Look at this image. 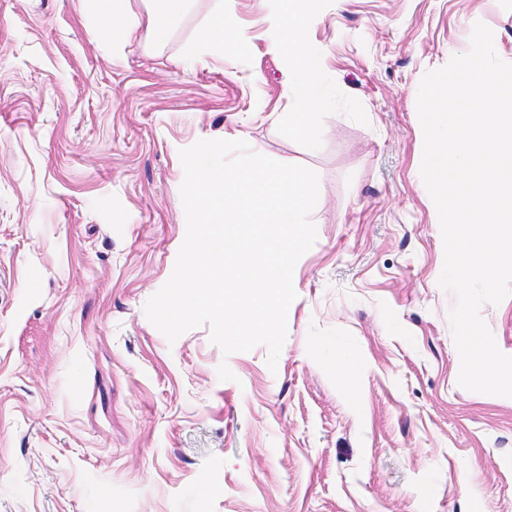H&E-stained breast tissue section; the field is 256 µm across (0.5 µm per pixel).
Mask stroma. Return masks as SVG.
<instances>
[{"label":"stroma","mask_w":512,"mask_h":512,"mask_svg":"<svg viewBox=\"0 0 512 512\" xmlns=\"http://www.w3.org/2000/svg\"><path fill=\"white\" fill-rule=\"evenodd\" d=\"M219 5L248 52L201 43ZM277 10L191 0L116 61L80 0H0V512H512V398L458 384L411 94L478 22L512 63V0H323L331 103L299 137ZM239 130L319 177L273 370L144 313L180 151Z\"/></svg>","instance_id":"obj_1"}]
</instances>
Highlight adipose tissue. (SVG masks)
<instances>
[{"label": "adipose tissue", "mask_w": 512, "mask_h": 512, "mask_svg": "<svg viewBox=\"0 0 512 512\" xmlns=\"http://www.w3.org/2000/svg\"><path fill=\"white\" fill-rule=\"evenodd\" d=\"M100 32L133 34L145 29L156 36L168 30L188 8V0H149L146 17H139L131 7V0H93ZM316 0H281L280 11L274 23L273 45L287 55L295 73L290 83L291 110L288 131L305 135L313 114L328 105L322 90V59L312 57L308 24L314 15Z\"/></svg>", "instance_id": "obj_1"}]
</instances>
